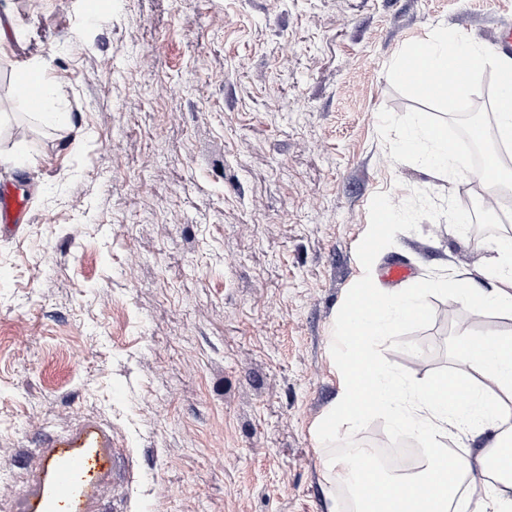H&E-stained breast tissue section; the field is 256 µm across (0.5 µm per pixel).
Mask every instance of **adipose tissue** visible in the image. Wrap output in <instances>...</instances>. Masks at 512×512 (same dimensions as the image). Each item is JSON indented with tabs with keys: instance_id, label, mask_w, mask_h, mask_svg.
<instances>
[{
	"instance_id": "1",
	"label": "adipose tissue",
	"mask_w": 512,
	"mask_h": 512,
	"mask_svg": "<svg viewBox=\"0 0 512 512\" xmlns=\"http://www.w3.org/2000/svg\"><path fill=\"white\" fill-rule=\"evenodd\" d=\"M34 81L41 89L36 118L53 127L69 126L70 115L62 109L60 92L42 62L27 64L16 76L20 87ZM482 274L497 280L499 287L491 294L472 292L474 310L512 312L511 242L498 244ZM433 290L453 294L457 288L444 280L424 281L405 293L380 290L372 299L353 298L343 311L354 349L341 359L343 396L331 407L327 423H356L366 410H381L395 433L414 436L424 449L418 472L377 478L356 489L358 512H512V336L491 334L457 343L462 360L486 382V389L437 379L420 387L409 407L403 383L373 354L375 343L392 335L397 321L423 316L421 300ZM487 431L493 438L475 459L451 457L438 443L446 434L476 437ZM490 458L498 468L492 481L480 475Z\"/></svg>"
}]
</instances>
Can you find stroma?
<instances>
[{
    "mask_svg": "<svg viewBox=\"0 0 512 512\" xmlns=\"http://www.w3.org/2000/svg\"><path fill=\"white\" fill-rule=\"evenodd\" d=\"M512 0H0V184L31 213L0 235V512L56 495V449L109 465L79 512H346L328 464L387 416L319 426L340 400L342 310L361 281L440 278L380 341L407 386L479 384L461 336L512 335L467 288L488 247L457 226L476 191L390 159L378 113L431 106L387 67L443 25L488 49ZM72 126L15 92L34 58ZM381 248L358 245L385 204Z\"/></svg>",
    "mask_w": 512,
    "mask_h": 512,
    "instance_id": "obj_1",
    "label": "stroma"
}]
</instances>
